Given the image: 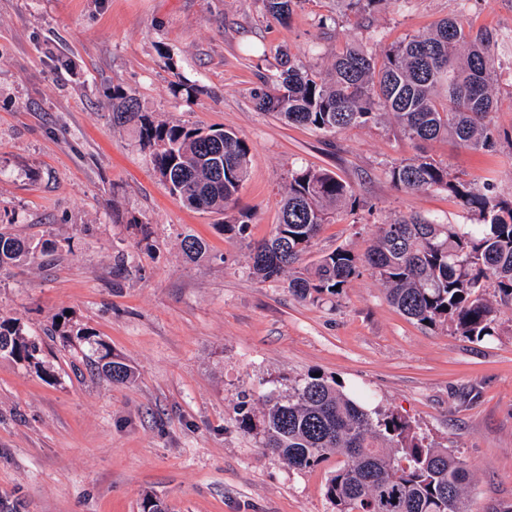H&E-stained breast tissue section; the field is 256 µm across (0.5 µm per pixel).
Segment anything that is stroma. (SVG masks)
<instances>
[{
    "mask_svg": "<svg viewBox=\"0 0 512 512\" xmlns=\"http://www.w3.org/2000/svg\"><path fill=\"white\" fill-rule=\"evenodd\" d=\"M458 16L499 37L494 148L448 139L420 145L389 119L323 134L259 111L254 92L282 53L328 72L350 38L377 54ZM327 26H320V18ZM73 62L61 67L60 58ZM195 87L193 96L176 82ZM158 122L235 132L250 147L232 217L199 211L155 176L136 126L114 120L113 87ZM427 156L512 197V0H384L356 16L335 0H300L279 22L264 0H0V225L52 255L0 268V320L42 341L45 372L0 357V506L8 512H334L328 459L289 469L244 431L269 391L309 374L339 377L369 408L392 410L455 449L474 512L512 504V310L493 340L472 342L402 315L370 268L345 291L299 300L288 276L261 281L251 247L269 238L291 173L330 170L354 189L306 262L345 246L361 253L380 225L409 214L466 224L443 190L407 191L394 164ZM148 224L142 240L134 222ZM209 246L192 262L181 242ZM89 328L133 382L99 375L54 324Z\"/></svg>",
    "mask_w": 512,
    "mask_h": 512,
    "instance_id": "stroma-1",
    "label": "stroma"
}]
</instances>
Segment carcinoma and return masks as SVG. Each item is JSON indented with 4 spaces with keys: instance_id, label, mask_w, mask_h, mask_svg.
<instances>
[{
    "instance_id": "carcinoma-1",
    "label": "carcinoma",
    "mask_w": 512,
    "mask_h": 512,
    "mask_svg": "<svg viewBox=\"0 0 512 512\" xmlns=\"http://www.w3.org/2000/svg\"><path fill=\"white\" fill-rule=\"evenodd\" d=\"M301 0H267L271 17L283 21ZM366 14L385 0H336ZM498 37L446 19L429 34L387 47L373 56L350 43L322 76L287 58L272 84L255 93L257 107L323 133L363 127L384 115L409 138L430 142L448 137L474 151L495 146L491 92L499 67ZM112 115L138 123L141 146L150 151L156 176L188 205L226 213L236 204L248 172L249 147L222 129L157 123L139 112L134 94L115 88ZM407 191L445 190L474 218L444 224L418 214L380 227L359 256L339 246L299 270L330 215L357 204L354 189L333 172L301 167L292 172L280 200L271 238L252 250L253 274L275 281L292 272L289 288L304 301L336 297L367 265L377 272L388 301L419 324L449 325L470 340L496 334L497 312L512 310V199L490 185L452 177L430 158L403 161L390 169ZM187 257L206 253L194 236L182 241ZM41 247L0 229V266L32 261ZM493 288L496 303L486 297ZM55 332L77 340L97 356L95 367L115 383L133 378L125 364L110 359L105 344L86 328L65 320ZM0 356L44 369L41 349L18 320L0 321ZM263 447L295 470H310L336 453L343 460L327 479L326 496L336 512H471L465 488L467 464L451 448L418 435L395 412L369 410L344 395L336 380L308 376L288 398L270 395L262 421Z\"/></svg>"
}]
</instances>
